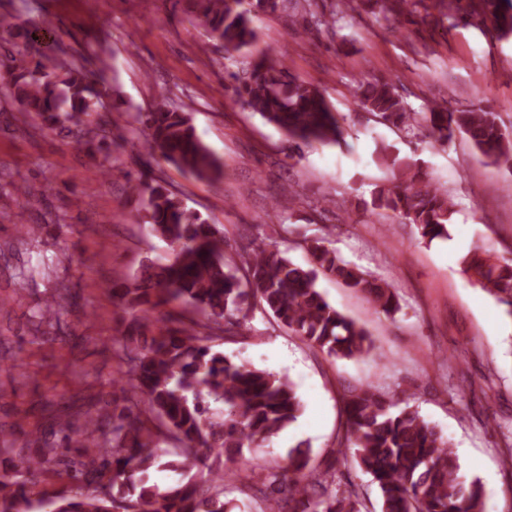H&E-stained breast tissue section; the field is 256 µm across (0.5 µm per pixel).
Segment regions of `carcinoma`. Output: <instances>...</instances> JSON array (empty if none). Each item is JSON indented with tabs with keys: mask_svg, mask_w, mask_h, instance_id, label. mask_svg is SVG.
<instances>
[{
	"mask_svg": "<svg viewBox=\"0 0 512 512\" xmlns=\"http://www.w3.org/2000/svg\"><path fill=\"white\" fill-rule=\"evenodd\" d=\"M191 23L202 30L205 46L221 41L227 54L249 52L257 44L254 19L275 9L276 0H192ZM315 27L336 23L330 14L311 10ZM499 0H479L502 36L512 34V16L498 11ZM0 33L10 40L8 65L0 71V112L16 110L50 131L66 128L90 155H101L94 172H112V153L102 152L112 134L111 87L101 70L81 56L46 67L43 48L29 28L10 14H0ZM16 38L25 47L15 49ZM235 79L234 92L243 108L280 130L295 149L338 144L346 129L325 93L290 75L284 58L262 52ZM354 103L384 124L432 145H443L460 133L490 163L512 166V132L498 113L480 103L464 110L436 104L414 112L395 86L379 76L355 85ZM139 138L134 145L157 155L201 181L224 177L221 162L203 143L187 113L165 104L134 116ZM385 166L399 167L401 184L381 188L372 200L390 218L415 225L433 241L447 234L454 213L448 191L425 180L421 171L399 165L392 146L377 149ZM130 189L138 198L142 223L164 240L172 257L148 259L120 286L112 289L120 311L131 317L126 333L116 338L115 357L125 365L112 390L99 394L79 438L60 422L67 403L49 405L52 434L59 442L25 454L12 444L0 454L17 461L0 472V512H236L239 504L224 498L225 482L236 476L244 450L271 441L296 422L303 403L294 384L272 372L238 364L217 342L242 343L252 338L253 305L309 347L334 359H359L371 353L374 340L365 324L353 320L323 297L317 280L329 276L365 294L379 313L397 309L392 286L345 262L323 236L301 235L279 224L273 235L243 247L236 256L224 252V232L187 208L160 180L138 179ZM25 199L14 213L24 239H37L39 224L25 220L31 191L16 187ZM299 247L307 263L288 257ZM461 273L494 298L512 318V259L468 254ZM176 303L192 317H157L159 308ZM59 303L46 298L33 309L37 327L59 322ZM343 427L337 448L353 450L352 460L372 476L380 512H484V488L460 474L451 441L426 421L419 410L389 399L374 385L344 397ZM338 456L319 462L309 448L289 451L285 466L248 485L251 497L266 502L261 512H363L359 486L340 488ZM64 465L61 488H39L38 475ZM178 479L160 486L156 471Z\"/></svg>",
	"mask_w": 512,
	"mask_h": 512,
	"instance_id": "1",
	"label": "carcinoma"
}]
</instances>
